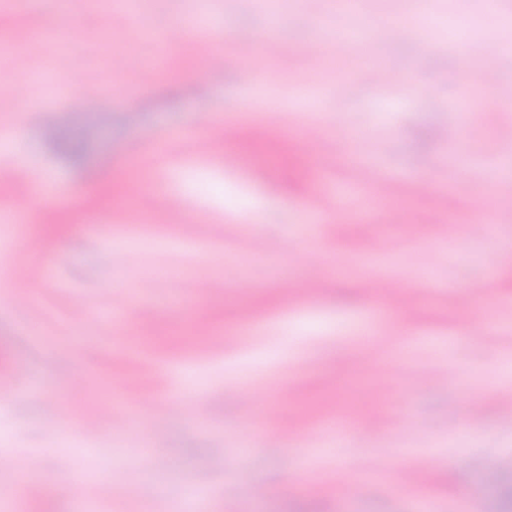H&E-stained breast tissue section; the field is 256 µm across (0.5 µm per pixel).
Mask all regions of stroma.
Here are the masks:
<instances>
[{"label":"stroma","mask_w":512,"mask_h":512,"mask_svg":"<svg viewBox=\"0 0 512 512\" xmlns=\"http://www.w3.org/2000/svg\"><path fill=\"white\" fill-rule=\"evenodd\" d=\"M138 2L144 28L203 13L211 34L157 70L154 41L97 0H0V44L24 62L0 57V487L40 460L37 497L0 512H170L202 486L223 491L212 512H499L486 477L512 461V0ZM392 22L404 37L383 38ZM353 27L356 46L338 35ZM376 65L391 82L368 78ZM468 66L494 89L475 122ZM246 67L264 82L244 84ZM82 85L96 99L69 111ZM204 112L237 123L233 144ZM84 122L99 132L75 163L47 128ZM365 181L389 191L342 208L337 186ZM39 182L51 196L11 223ZM479 207L491 223L472 236ZM448 363L461 387L435 377ZM188 374L204 414L188 395L168 409ZM263 428L284 431L282 451L255 449ZM421 461L429 477L407 482ZM128 483L148 496H113Z\"/></svg>","instance_id":"obj_1"}]
</instances>
